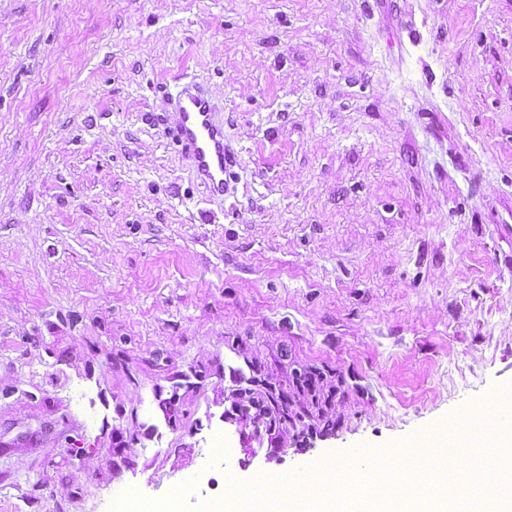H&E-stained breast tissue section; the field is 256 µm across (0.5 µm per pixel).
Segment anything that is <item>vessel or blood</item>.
<instances>
[{
    "label": "vessel or blood",
    "mask_w": 512,
    "mask_h": 512,
    "mask_svg": "<svg viewBox=\"0 0 512 512\" xmlns=\"http://www.w3.org/2000/svg\"><path fill=\"white\" fill-rule=\"evenodd\" d=\"M173 138L193 162L196 177L211 194L227 186L224 122L209 96L196 84H183L175 97Z\"/></svg>",
    "instance_id": "vessel-or-blood-1"
}]
</instances>
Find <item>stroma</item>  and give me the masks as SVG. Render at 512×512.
I'll return each mask as SVG.
<instances>
[{
    "mask_svg": "<svg viewBox=\"0 0 512 512\" xmlns=\"http://www.w3.org/2000/svg\"><path fill=\"white\" fill-rule=\"evenodd\" d=\"M306 367L326 431L225 418ZM510 389L512 0H0V512H197L206 460L224 512H426V457L385 499L317 469L440 435L482 479L459 422ZM177 123L173 138L193 162L196 177L211 194L227 186L224 121L215 105L196 84L185 83L175 97ZM175 500L171 497L168 503L159 508L148 500L118 492L111 500L110 512H176L177 510L172 508V502Z\"/></svg>",
    "mask_w": 512,
    "mask_h": 512,
    "instance_id": "stroma-1",
    "label": "stroma"
}]
</instances>
